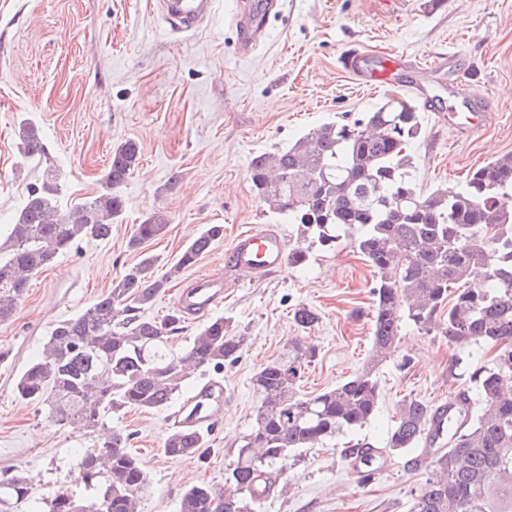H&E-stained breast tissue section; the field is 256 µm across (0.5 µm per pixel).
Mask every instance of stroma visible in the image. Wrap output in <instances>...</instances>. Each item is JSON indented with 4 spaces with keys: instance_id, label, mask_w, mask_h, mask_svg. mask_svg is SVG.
Masks as SVG:
<instances>
[{
    "instance_id": "obj_1",
    "label": "stroma",
    "mask_w": 512,
    "mask_h": 512,
    "mask_svg": "<svg viewBox=\"0 0 512 512\" xmlns=\"http://www.w3.org/2000/svg\"><path fill=\"white\" fill-rule=\"evenodd\" d=\"M235 0H216L211 19L176 32L161 20L156 0H0V244L44 166L26 157L16 137L33 122L51 157L62 210L97 195L112 151L132 140L141 158L118 192L126 207L109 240L82 239L52 267L34 275L16 315L0 324V477L37 473L29 501L16 512H43L59 490L81 492L74 458L91 448V435L46 420L43 405L25 401L15 381L37 357L55 325L86 309L139 259L128 249L137 227L156 211L170 222L149 242L163 275L205 225L220 224L224 238L186 269L148 311L162 318L180 291L199 275L226 280L213 316L245 333L247 346L225 364L223 420L199 455H167L170 433L163 410H132L108 417L130 433L129 449L149 487L139 512H177L184 491L199 482L222 488L238 441L253 424L260 398L252 377L290 340L318 348L301 389L314 395L344 381L371 354L373 273L350 237L329 249L313 248L305 268L287 267L266 279L243 280L225 265V252L243 232L273 229L288 245L297 237L285 219L266 214L248 180L251 160L294 142L321 123L354 120L388 98L358 88L338 64L357 41L372 56L404 54L419 61L446 53L450 62L420 78L437 110L423 116L412 145L415 178L425 192L453 188L468 172L512 153V0H281L267 36L250 57L238 55L230 16ZM467 70L465 94L454 72ZM493 112L486 132L463 139L442 116ZM318 315L305 331L295 307ZM489 349H456L439 336L405 329L397 354L377 368L382 390L370 425L302 451L284 479L288 493L257 512H410L429 466L415 454L396 455L371 477L348 476L343 450L357 440L385 437L401 401L447 402L457 385L455 359L485 363Z\"/></svg>"
}]
</instances>
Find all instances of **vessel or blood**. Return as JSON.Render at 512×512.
Listing matches in <instances>:
<instances>
[{"label":"vessel or blood","instance_id":"obj_1","mask_svg":"<svg viewBox=\"0 0 512 512\" xmlns=\"http://www.w3.org/2000/svg\"><path fill=\"white\" fill-rule=\"evenodd\" d=\"M213 5L214 0H160V12L171 27L192 31L210 19ZM276 6L277 0H241L232 18L239 32L241 55H250L257 49L264 31L263 18ZM340 64L361 86L371 90L391 88L410 96L414 106L424 111L434 109L427 91L412 74L416 63L408 56H389L374 61L364 48L353 46L342 53ZM227 264L237 274L252 279L272 275L287 266L288 245L274 230L243 233L228 250ZM223 299L220 280L201 275L180 292L177 306L184 313L202 316ZM223 401V380H208L198 386L175 412V427L194 435L209 432L213 421L222 414Z\"/></svg>","mask_w":512,"mask_h":512}]
</instances>
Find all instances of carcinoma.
Segmentation results:
<instances>
[{"instance_id": "carcinoma-1", "label": "carcinoma", "mask_w": 512, "mask_h": 512, "mask_svg": "<svg viewBox=\"0 0 512 512\" xmlns=\"http://www.w3.org/2000/svg\"><path fill=\"white\" fill-rule=\"evenodd\" d=\"M422 116L410 103L389 100L352 123L326 121L274 153L260 154L248 177L266 212L292 224L300 244L290 265L303 268L309 250L352 236L373 269L372 367L315 395L300 392L316 345L294 339L253 377L260 404L229 465L224 489L189 487L179 512H255L271 496L293 454L363 428L378 412L381 391L374 366L397 352L403 328L441 336L463 348L484 344L492 358L468 373L464 401L448 402V423L436 406L410 397L400 404L386 439L363 438L368 465L425 443L430 474L410 512H512V154L469 174L457 189L423 192L413 177L410 144ZM26 156H46L37 126L20 122ZM139 146L128 140L112 151L102 189L94 198L60 210L54 176L33 188L0 255V323L9 321L31 277L80 239L106 241L124 211L116 188L139 164ZM169 224L155 212L139 224L128 249L139 251ZM224 238V225L208 224L180 252L165 276L153 275L155 258L142 254L105 294L84 311L56 324L19 376L18 396L48 406L47 421L86 434L127 409L161 410L186 391L194 374L224 369L240 358L247 336L222 317L206 322L179 350L172 340L185 317L173 309L162 320L147 307L173 279ZM493 253L497 263L486 264ZM294 322L311 329L317 314L305 305ZM131 435L103 431L95 447L77 455L87 494L67 490L45 501V512H136L148 486L140 461L128 452ZM204 436L172 432L171 456H194ZM19 474L0 479V512L28 500Z\"/></svg>"}]
</instances>
